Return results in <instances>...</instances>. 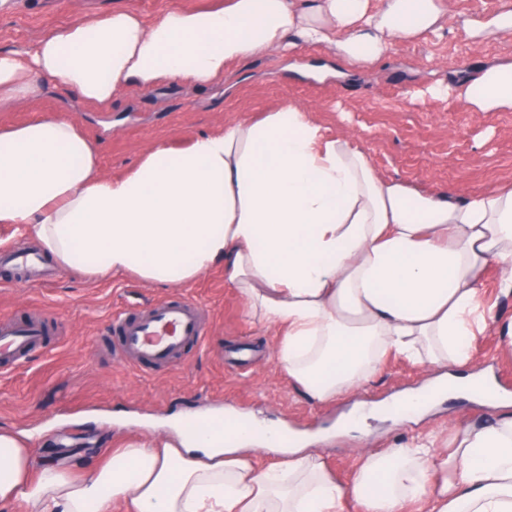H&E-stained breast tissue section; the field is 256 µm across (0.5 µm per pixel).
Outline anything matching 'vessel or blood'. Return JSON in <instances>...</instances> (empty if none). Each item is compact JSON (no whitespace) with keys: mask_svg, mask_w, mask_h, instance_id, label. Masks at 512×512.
<instances>
[{"mask_svg":"<svg viewBox=\"0 0 512 512\" xmlns=\"http://www.w3.org/2000/svg\"><path fill=\"white\" fill-rule=\"evenodd\" d=\"M120 352L127 363L149 370L186 357L206 339L202 314L192 301L165 298L146 312L120 313L113 319ZM47 328L40 321L0 324V365L19 363L30 351L46 346Z\"/></svg>","mask_w":512,"mask_h":512,"instance_id":"1","label":"vessel or blood"}]
</instances>
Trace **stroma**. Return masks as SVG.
<instances>
[{
  "label": "stroma",
  "instance_id": "1",
  "mask_svg": "<svg viewBox=\"0 0 512 512\" xmlns=\"http://www.w3.org/2000/svg\"><path fill=\"white\" fill-rule=\"evenodd\" d=\"M219 0H7L0 7V51L19 50L50 29L115 8L152 19L166 8L208 9ZM439 34L393 39L377 64L344 81L299 73L302 65L338 66L324 45L297 54L263 53L230 63L223 82L204 88L164 83L130 90L103 112L63 88L42 87L34 97L0 105V124L18 125L35 114L75 119L100 146L106 173L134 168L161 142H182L225 123L252 118L294 103L326 130L351 134L369 155L377 175L428 193L445 190L459 200L512 184V112L469 108L463 84H474L490 62H512V29L475 41L463 19L485 20L512 11V0H446ZM47 280L0 265V317L46 319L52 345L22 365L0 369V428L28 437L49 463L91 468L107 439L168 425L188 411L226 408L282 422L302 436L322 437L326 465L351 485L358 449L395 448L430 430L451 444L456 426L481 427L512 416V352L494 330L473 340L474 372L497 381L509 399L497 405L447 398L412 420L367 413L357 428L340 421L360 402L375 404L420 387V366L387 355L360 390L321 403L296 386L275 357L274 331L246 316L236 292L212 269L183 288L142 283L128 275L106 278L71 274L40 257ZM163 297L198 303L208 315V336L179 364L148 373L119 357L114 311L132 314Z\"/></svg>",
  "mask_w": 512,
  "mask_h": 512
}]
</instances>
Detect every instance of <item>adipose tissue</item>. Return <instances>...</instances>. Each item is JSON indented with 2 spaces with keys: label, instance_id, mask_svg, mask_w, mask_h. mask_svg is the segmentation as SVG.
I'll list each match as a JSON object with an SVG mask.
<instances>
[{
  "label": "adipose tissue",
  "instance_id": "adipose-tissue-1",
  "mask_svg": "<svg viewBox=\"0 0 512 512\" xmlns=\"http://www.w3.org/2000/svg\"><path fill=\"white\" fill-rule=\"evenodd\" d=\"M443 0H226L169 9L152 23L123 8L0 52V101L59 86L107 111L113 97L162 83L219 81L230 62L320 43L354 66L392 39L442 28ZM467 95L512 111V64H491ZM76 273L135 274L183 287L214 268L247 315L277 330L281 369L325 402L359 386L389 353L468 365L487 327L482 275L512 291V185L470 201L381 179L348 134L326 135L294 104L225 124L187 146L158 144L121 175L102 171L76 122L38 115L0 128V227ZM358 451L351 486L320 455L255 424L210 420L197 435L130 434L91 474L39 461L0 429V506L25 512H512V418Z\"/></svg>",
  "mask_w": 512,
  "mask_h": 512
}]
</instances>
